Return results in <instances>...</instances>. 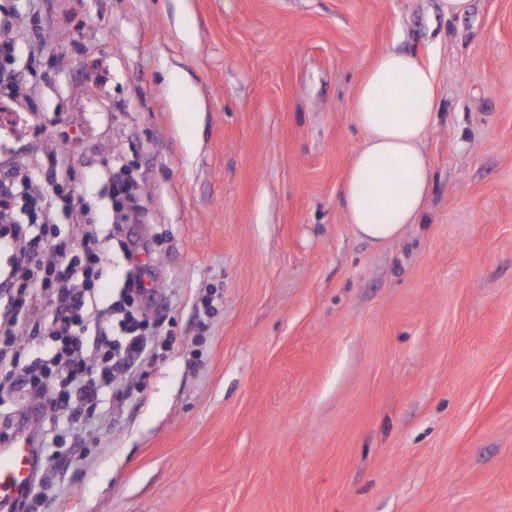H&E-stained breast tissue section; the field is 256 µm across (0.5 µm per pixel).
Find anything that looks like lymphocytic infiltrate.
Returning a JSON list of instances; mask_svg holds the SVG:
<instances>
[{
  "label": "lymphocytic infiltrate",
  "instance_id": "f902f5d3",
  "mask_svg": "<svg viewBox=\"0 0 512 512\" xmlns=\"http://www.w3.org/2000/svg\"><path fill=\"white\" fill-rule=\"evenodd\" d=\"M9 14L0 4V98L12 100L17 87ZM48 162L51 171L42 187L34 185L27 161L0 171V252L8 258L0 287L11 294L0 315V362L12 363L0 370V395L17 389L38 395L37 403L15 406L1 421L15 437L30 421H41L32 440L38 463L52 471L69 461L56 446L59 423L77 422L102 405L135 363L149 359L152 339L137 306L142 283L129 280L118 300L101 298L112 233L73 188L57 181V157ZM60 209L72 218L73 236L54 231L53 215ZM92 322L97 332L89 344L84 335Z\"/></svg>",
  "mask_w": 512,
  "mask_h": 512
}]
</instances>
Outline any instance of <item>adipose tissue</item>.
Returning <instances> with one entry per match:
<instances>
[{"label":"adipose tissue","instance_id":"obj_1","mask_svg":"<svg viewBox=\"0 0 512 512\" xmlns=\"http://www.w3.org/2000/svg\"><path fill=\"white\" fill-rule=\"evenodd\" d=\"M437 107L432 71L404 53L381 54L359 84L352 111L365 141L346 172L342 198L361 239H399L421 217L432 187L423 144Z\"/></svg>","mask_w":512,"mask_h":512}]
</instances>
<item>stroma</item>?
Instances as JSON below:
<instances>
[{
    "label": "stroma",
    "instance_id": "stroma-1",
    "mask_svg": "<svg viewBox=\"0 0 512 512\" xmlns=\"http://www.w3.org/2000/svg\"><path fill=\"white\" fill-rule=\"evenodd\" d=\"M8 3L0 168L58 149L160 332L33 512H512V0ZM390 50L434 70L433 188L373 244L342 186ZM0 98H7L12 103L17 94L14 83L15 39L9 21V9L0 3ZM2 16L4 20L2 21ZM0 115V152L7 153L14 142L26 136L32 124L33 114L30 112L14 113L11 118L12 123L6 124V127L2 119L3 112Z\"/></svg>",
    "mask_w": 512,
    "mask_h": 512
}]
</instances>
